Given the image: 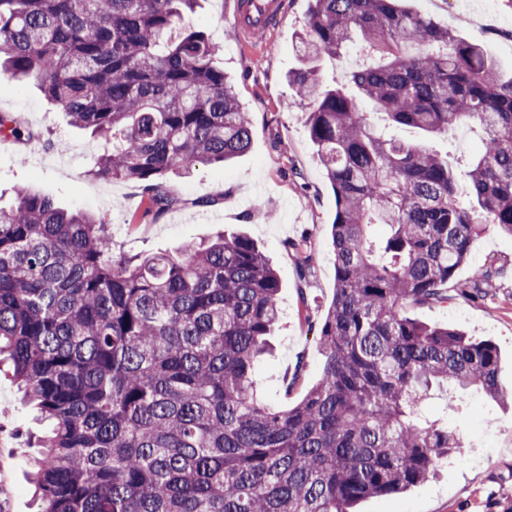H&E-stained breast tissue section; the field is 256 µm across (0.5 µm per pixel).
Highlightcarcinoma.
<instances>
[{
  "instance_id": "carcinoma-1",
  "label": "carcinoma",
  "mask_w": 512,
  "mask_h": 512,
  "mask_svg": "<svg viewBox=\"0 0 512 512\" xmlns=\"http://www.w3.org/2000/svg\"><path fill=\"white\" fill-rule=\"evenodd\" d=\"M197 2L0 0V75L103 138L93 174L140 184L155 220L174 204L168 175L251 141L222 45L185 22ZM299 40L288 83L336 199L317 383L286 410L255 393L281 284L247 236L118 255L102 221L19 188L0 206V362L50 424L32 461L38 512H356L464 447L424 415L436 389L506 397L492 341L408 309L448 303L487 229L512 235V79L403 0H311ZM353 46L366 65L326 87L316 62ZM394 125L476 126L479 149L461 179ZM26 135L0 113V136Z\"/></svg>"
}]
</instances>
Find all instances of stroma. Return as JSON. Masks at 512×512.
<instances>
[{
    "label": "stroma",
    "mask_w": 512,
    "mask_h": 512,
    "mask_svg": "<svg viewBox=\"0 0 512 512\" xmlns=\"http://www.w3.org/2000/svg\"><path fill=\"white\" fill-rule=\"evenodd\" d=\"M229 0H203L190 23L221 43L219 63L251 122L249 148L230 162L204 164L187 177L169 176L175 203L160 220L146 215L147 201L133 183L91 176L101 141L68 124L33 85L0 79V113L14 114L33 133L29 140L0 142V200L30 187L69 210L107 224L115 249L127 255L173 250L217 231L243 233L272 261L280 282L281 327L274 353L259 367L262 399L283 410L298 403L318 380L322 355L317 327L331 305L335 267L330 225L336 202L306 126L309 105L295 97L288 74L300 65L299 35L310 0H288L267 45L243 43L230 19ZM469 42L486 47L503 78H512V0H408ZM260 197L263 211L251 200ZM308 240L310 268L299 277L297 257L284 242ZM491 282L473 293L480 270ZM413 317L451 325L500 351L499 382L512 390V236L488 229L448 283L443 307H418ZM304 365L300 380L292 375ZM454 416L467 441L464 454L440 464L429 481L406 493L377 496L359 512H512V406L468 390ZM43 427L25 405L8 368L0 367V512H35L30 462Z\"/></svg>",
    "instance_id": "stroma-1"
}]
</instances>
